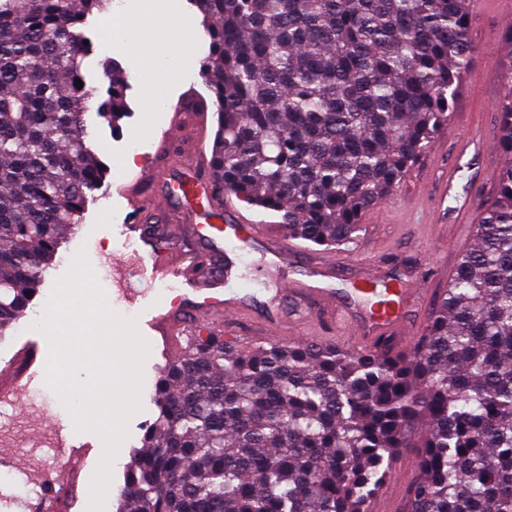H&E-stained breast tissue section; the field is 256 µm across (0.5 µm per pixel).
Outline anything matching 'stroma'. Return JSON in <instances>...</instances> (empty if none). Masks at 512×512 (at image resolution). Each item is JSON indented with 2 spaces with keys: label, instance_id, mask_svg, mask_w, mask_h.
Returning a JSON list of instances; mask_svg holds the SVG:
<instances>
[{
  "label": "stroma",
  "instance_id": "obj_1",
  "mask_svg": "<svg viewBox=\"0 0 512 512\" xmlns=\"http://www.w3.org/2000/svg\"><path fill=\"white\" fill-rule=\"evenodd\" d=\"M172 2L177 17L198 28L190 58L193 74L190 78L168 83L164 105L150 117L144 112L139 61L133 51L116 53L108 46L103 28L110 18L109 13H94L88 15L84 21L82 29L90 43V51L83 67L86 81L99 91H106L107 85L102 80V64L108 60H116L126 76V100L130 112L121 120L119 129L115 130L98 116L97 101L89 102L84 115L85 124L96 145L97 156L110 166L111 171L105 180V190L95 191L90 197L81 215L80 230L69 229L64 233L56 256L43 275L39 293L26 311L27 317L32 318L44 312L55 280L69 269L78 251H85L88 257L98 261L106 252L121 248L120 238L112 232L113 225L120 223L122 213L119 198L114 195L113 190L132 184L138 177L139 170L134 167L119 171L114 169L113 164L116 159L129 154L132 140L140 138L146 145H153L154 136L144 137L140 134L146 119H153L156 130H164L181 95L192 90L204 96L209 93L198 74L200 62L210 48L207 31L202 27V16L189 0ZM511 27V21L494 13L482 15L480 4H473L470 34L474 55L468 75L474 78L492 71L496 78L487 81L485 91L480 95L472 92L470 87H463L451 118L457 131H465L467 125L472 123L482 129L487 141H494L498 124L496 103L504 90L505 66L512 59V45L505 40V33ZM451 165L458 167L459 180L468 182L476 204L484 205L493 192V184L469 183L467 161H456L452 143L440 136L414 165L408 175V183L403 184L396 195L369 212L363 221L360 246L377 263L384 266L387 272L398 275L405 284L410 285L421 279L428 286L427 293L411 298L406 304V316L412 321L413 328L400 341V346L404 349L413 347L420 341L435 301L448 284L446 265L452 260L448 252L449 241H469L473 238L472 225L437 224L432 218V192L437 188L436 175ZM30 341L37 343L39 347L34 365L38 377L21 393L19 402L0 404V411L15 416L20 421L15 431L17 448L12 458L14 466L18 468L30 467L31 462L25 447L39 431L54 427L65 428L70 418L69 411L55 406L46 408L35 400L36 393L46 385L43 372L49 344L42 332H19L18 325L14 322L0 330V369ZM157 377L151 362H144L141 408L128 421V435L118 452L119 462L112 467V482L106 497L105 512H117L118 491L124 484L126 466L133 452L141 449L143 436L157 417L158 410L153 402ZM86 441L92 450L83 465L80 481H73L69 476L71 456L66 448L53 449L55 462L43 472L44 478L52 482L58 500L66 504L70 512H88L89 495L86 488L90 486V478L102 458L98 434L88 433Z\"/></svg>",
  "mask_w": 512,
  "mask_h": 512
}]
</instances>
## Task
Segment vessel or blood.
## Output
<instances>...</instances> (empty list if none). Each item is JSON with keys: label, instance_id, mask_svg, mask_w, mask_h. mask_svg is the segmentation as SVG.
I'll return each instance as SVG.
<instances>
[{"label": "vessel or blood", "instance_id": "b4317fda", "mask_svg": "<svg viewBox=\"0 0 512 512\" xmlns=\"http://www.w3.org/2000/svg\"><path fill=\"white\" fill-rule=\"evenodd\" d=\"M214 107L197 94L179 98L171 127L161 133L151 156L146 190L124 196L125 216L117 227L123 247L104 262L114 293L131 305L147 300L144 284L177 283L172 299L148 301L140 334L150 348L172 360L189 336L217 335L237 348L291 340L298 335L292 317L309 318L312 305L325 312L338 339L362 350H376L403 330L409 295L424 293V284L411 291L386 282L360 247L332 261L307 257L263 225L249 223L233 205L215 208L220 190L203 175L201 152ZM486 150V139L476 133L455 144L458 156L471 159ZM435 208L445 223L476 216L472 196L458 191L451 174L439 180ZM155 211L166 215L168 226L152 224ZM185 231L198 239L197 247L177 246ZM343 266L364 268L357 287H337L336 270ZM247 278L254 287H242Z\"/></svg>", "mask_w": 512, "mask_h": 512}]
</instances>
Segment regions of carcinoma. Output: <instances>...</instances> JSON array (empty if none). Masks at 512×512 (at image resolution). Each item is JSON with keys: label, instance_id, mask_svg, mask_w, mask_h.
<instances>
[{"label": "carcinoma", "instance_id": "obj_1", "mask_svg": "<svg viewBox=\"0 0 512 512\" xmlns=\"http://www.w3.org/2000/svg\"><path fill=\"white\" fill-rule=\"evenodd\" d=\"M191 2L211 39L200 71L223 103L214 181L276 215L290 242L356 245L455 112L470 0ZM110 3L0 0V326L25 313L103 183L77 25ZM103 76L98 112L115 124L127 83L114 61ZM497 112L509 162L421 340L239 352L190 338L155 383L120 512H369L409 448L405 512H512V60Z\"/></svg>", "mask_w": 512, "mask_h": 512}]
</instances>
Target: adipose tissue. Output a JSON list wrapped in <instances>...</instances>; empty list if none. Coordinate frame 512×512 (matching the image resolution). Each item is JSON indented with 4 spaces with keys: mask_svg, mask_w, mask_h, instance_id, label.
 <instances>
[{
    "mask_svg": "<svg viewBox=\"0 0 512 512\" xmlns=\"http://www.w3.org/2000/svg\"><path fill=\"white\" fill-rule=\"evenodd\" d=\"M127 12L130 19L123 22L118 39L133 49L142 62L143 93L149 110L153 111L162 95L160 67L191 46L195 30L176 20L170 0H149L144 8L139 7L137 0H130Z\"/></svg>",
    "mask_w": 512,
    "mask_h": 512,
    "instance_id": "adipose-tissue-1",
    "label": "adipose tissue"
}]
</instances>
